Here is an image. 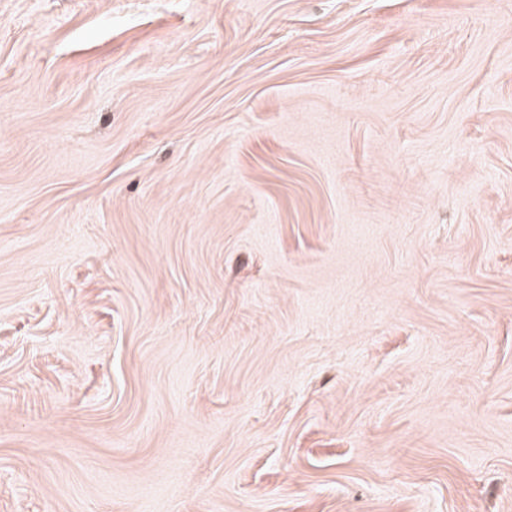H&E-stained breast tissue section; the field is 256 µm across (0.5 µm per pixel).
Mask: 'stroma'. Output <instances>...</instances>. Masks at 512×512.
I'll list each match as a JSON object with an SVG mask.
<instances>
[{"mask_svg": "<svg viewBox=\"0 0 512 512\" xmlns=\"http://www.w3.org/2000/svg\"><path fill=\"white\" fill-rule=\"evenodd\" d=\"M0 512H512V0H0Z\"/></svg>", "mask_w": 512, "mask_h": 512, "instance_id": "1", "label": "stroma"}]
</instances>
